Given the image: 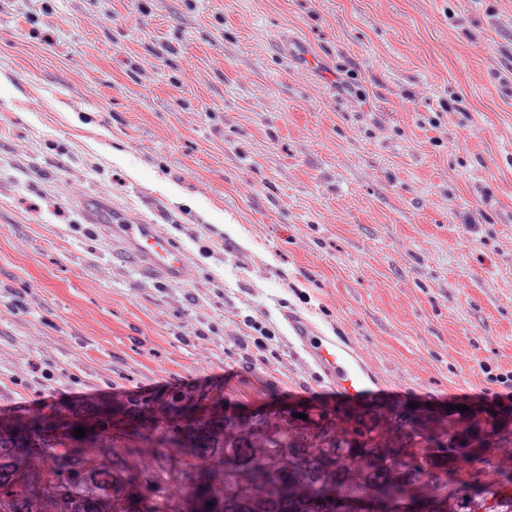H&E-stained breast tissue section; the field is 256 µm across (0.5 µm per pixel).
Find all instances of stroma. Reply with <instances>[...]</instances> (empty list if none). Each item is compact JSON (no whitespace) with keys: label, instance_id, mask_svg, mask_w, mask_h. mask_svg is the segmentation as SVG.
<instances>
[{"label":"stroma","instance_id":"stroma-1","mask_svg":"<svg viewBox=\"0 0 512 512\" xmlns=\"http://www.w3.org/2000/svg\"><path fill=\"white\" fill-rule=\"evenodd\" d=\"M290 312L386 409L512 415V0H0V423L327 412ZM115 228L126 247L159 277L168 281L184 280L189 270V259L184 250L163 235L154 224H133L114 221Z\"/></svg>","mask_w":512,"mask_h":512}]
</instances>
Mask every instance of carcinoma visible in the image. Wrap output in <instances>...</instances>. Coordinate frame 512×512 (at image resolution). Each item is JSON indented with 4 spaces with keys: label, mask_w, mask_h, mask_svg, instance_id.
<instances>
[{
    "label": "carcinoma",
    "mask_w": 512,
    "mask_h": 512,
    "mask_svg": "<svg viewBox=\"0 0 512 512\" xmlns=\"http://www.w3.org/2000/svg\"><path fill=\"white\" fill-rule=\"evenodd\" d=\"M378 441L333 422L275 413L226 415L167 432L152 424L123 434L122 445L93 452L69 432V448L47 439L30 446L26 427H0V512H137L128 491L137 471L147 484L145 512H344L377 493L385 512H477L487 498L512 512V474L495 466L477 498L452 479L463 460H480L487 425L461 426L428 416L377 417ZM265 476L263 498L237 491L235 474ZM224 490L217 491L218 482Z\"/></svg>",
    "instance_id": "1"
}]
</instances>
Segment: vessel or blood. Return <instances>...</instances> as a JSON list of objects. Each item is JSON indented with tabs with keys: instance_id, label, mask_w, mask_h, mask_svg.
<instances>
[{
	"instance_id": "obj_1",
	"label": "vessel or blood",
	"mask_w": 512,
	"mask_h": 512,
	"mask_svg": "<svg viewBox=\"0 0 512 512\" xmlns=\"http://www.w3.org/2000/svg\"><path fill=\"white\" fill-rule=\"evenodd\" d=\"M114 227L129 251L144 260L154 274L168 281L186 278L189 270L186 252L163 235L156 225L118 221ZM287 321L294 336L308 344L312 362L335 383L340 394L337 411L351 413L356 419L377 413L380 400L372 392L369 375L356 354L328 337L311 342L313 328L299 316L288 315Z\"/></svg>"
}]
</instances>
